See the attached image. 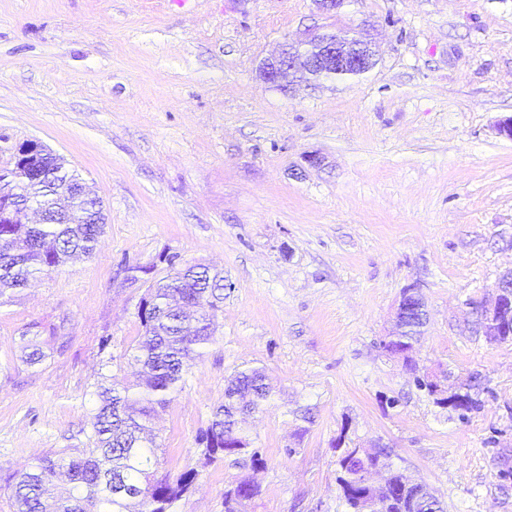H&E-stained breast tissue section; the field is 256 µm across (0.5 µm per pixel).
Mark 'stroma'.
Wrapping results in <instances>:
<instances>
[{
  "mask_svg": "<svg viewBox=\"0 0 512 512\" xmlns=\"http://www.w3.org/2000/svg\"><path fill=\"white\" fill-rule=\"evenodd\" d=\"M355 34L377 62L285 93L259 75L284 41ZM512 0H0V167L37 140L108 215L95 255L0 307V475L87 445L93 392L130 380L139 265L179 254L221 270L216 341L155 421L159 456L197 465L228 376L266 368L246 457L203 471L180 512H348L338 438L387 449L447 512H512V342L469 306L512 266ZM428 313L418 373L390 355L395 307ZM40 332L46 359L22 360ZM481 377L459 417L417 379ZM418 293L419 290L417 288H407L406 292L402 295L394 312L395 325L398 330L404 329V323L413 311L422 313L423 322L425 321V306ZM259 494V487L249 477L237 479L224 493V512H242L244 504Z\"/></svg>",
  "mask_w": 512,
  "mask_h": 512,
  "instance_id": "obj_1",
  "label": "stroma"
}]
</instances>
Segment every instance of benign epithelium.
<instances>
[{
    "instance_id": "1",
    "label": "benign epithelium",
    "mask_w": 512,
    "mask_h": 512,
    "mask_svg": "<svg viewBox=\"0 0 512 512\" xmlns=\"http://www.w3.org/2000/svg\"><path fill=\"white\" fill-rule=\"evenodd\" d=\"M375 65V54L368 42L335 33L317 34L305 41L285 42L279 53L264 60L261 78L285 92L308 78L314 71L330 75L359 76ZM49 150L36 140H28L15 147L12 159H29L38 154L47 156ZM480 315L487 333L497 330L502 321L512 317V269L497 280L492 299L479 304ZM413 312L425 313L419 290L409 288L402 295L394 312L395 325L404 329V323Z\"/></svg>"
}]
</instances>
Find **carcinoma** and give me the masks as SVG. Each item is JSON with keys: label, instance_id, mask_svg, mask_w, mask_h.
Segmentation results:
<instances>
[{"label": "carcinoma", "instance_id": "cac0c4a2", "mask_svg": "<svg viewBox=\"0 0 512 512\" xmlns=\"http://www.w3.org/2000/svg\"><path fill=\"white\" fill-rule=\"evenodd\" d=\"M39 162L0 170V201L16 207L12 224L0 223V306L13 301L16 290L63 265L72 255L96 252L105 224L103 209L90 186L67 168L64 157L53 158L44 177L33 174ZM40 213L38 224L27 222V211ZM170 273L146 289L137 316L143 328L133 347L132 360L141 366V378L132 385L101 384L93 393L88 448H62L38 456L22 472L4 479L13 512H177L192 493L202 470L192 467L176 474L157 475L158 446L150 424L157 409L182 389L188 361L201 357L214 342L212 311L224 299V277L202 264L173 263ZM420 330L396 337L386 350L402 356L411 371L418 365L404 352L412 349ZM25 361L39 364L46 358L39 336H24ZM272 396L263 369L238 371L227 379L224 401L197 439L202 466L224 459V447L246 446L251 438L239 425L240 405L261 410ZM341 446L338 464L340 485L350 512H360V493L378 505L374 512H446L436 497H420L410 507L411 495L403 493L406 477L387 463L389 453L374 448L357 455ZM385 471L383 484L374 490L364 485L368 468ZM259 494L249 477L237 479L224 493V512H242L244 504Z\"/></svg>", "mask_w": 512, "mask_h": 512}]
</instances>
